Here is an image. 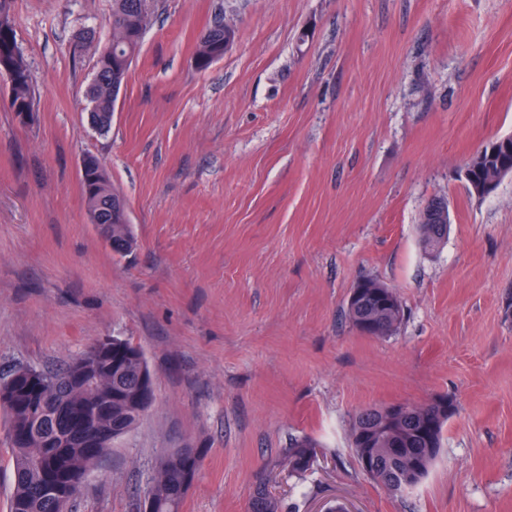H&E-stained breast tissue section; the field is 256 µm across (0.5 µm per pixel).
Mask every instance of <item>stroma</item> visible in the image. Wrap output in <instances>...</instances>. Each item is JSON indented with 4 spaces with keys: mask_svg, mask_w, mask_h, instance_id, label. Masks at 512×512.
Returning a JSON list of instances; mask_svg holds the SVG:
<instances>
[{
    "mask_svg": "<svg viewBox=\"0 0 512 512\" xmlns=\"http://www.w3.org/2000/svg\"><path fill=\"white\" fill-rule=\"evenodd\" d=\"M111 13L11 0L34 120L0 87V369L118 336L153 375L73 512H139L172 448L201 456L181 512H247L262 478L285 512H512V175L484 198L461 177L512 135V0H162L101 135L83 90ZM219 14L235 40L197 70ZM88 154L127 200L130 255L88 222ZM435 197L451 222L429 254ZM363 278L396 291L395 335L346 318ZM443 396L457 411L426 477L375 486L356 412ZM298 436L319 444L300 478ZM427 209L438 224L427 214ZM447 223L450 224V215L446 201L435 200L424 209L421 217L422 244L428 252H434L443 243L448 232Z\"/></svg>",
    "mask_w": 512,
    "mask_h": 512,
    "instance_id": "1",
    "label": "stroma"
}]
</instances>
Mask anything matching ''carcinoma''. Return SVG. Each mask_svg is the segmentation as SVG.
Segmentation results:
<instances>
[{
	"label": "carcinoma",
	"instance_id": "1",
	"mask_svg": "<svg viewBox=\"0 0 512 512\" xmlns=\"http://www.w3.org/2000/svg\"><path fill=\"white\" fill-rule=\"evenodd\" d=\"M159 0H112V34L94 64V75L84 90L93 111L107 116L115 111L116 98L112 83L124 82L129 69L122 67L127 58L138 53L143 36L158 9ZM234 40V29L221 21L207 27L199 36L194 58L202 61L200 69L210 67V59L224 54V42ZM16 83L11 108L34 111L33 76L24 57L14 61ZM87 183L99 184L95 193L83 190L88 213L103 224L112 223V194L119 190L101 165L91 157ZM466 184L490 185L493 192L502 181L501 172L512 169V136L503 137L479 148L467 161ZM423 247L433 252L443 243L448 225L437 224L426 213L421 217ZM136 246L130 227L112 240V252L125 256ZM359 298L347 303L350 322L371 320L376 337L396 333L404 319L403 306L398 311L384 305L383 291L393 288L368 278L359 281ZM149 369L140 348L127 339L112 337V354L100 355L87 349L57 368L42 371L36 401L25 393L18 394L16 404L3 409L8 427L18 432L10 440L13 451L12 491L8 512H57L55 502L63 498L72 502L94 472L97 454L91 449V436L79 433L74 426L76 412L95 407L100 411L98 430L107 434L105 447L111 448L142 419L132 396L141 369ZM455 405L448 397L420 405H406L395 421L383 409L368 408L355 414L351 447L359 452L362 439L371 441L376 453L371 468L364 473L380 487L394 493L415 487L428 473L442 445L448 421ZM316 445L307 438L292 443L286 465L291 474L309 470ZM187 492L185 470L173 456L164 454L155 467L148 497L150 512H180ZM250 512H283L281 501L262 482L250 496Z\"/></svg>",
	"mask_w": 512,
	"mask_h": 512
}]
</instances>
